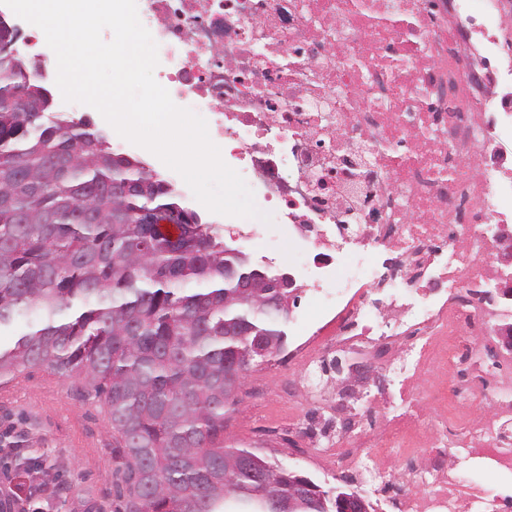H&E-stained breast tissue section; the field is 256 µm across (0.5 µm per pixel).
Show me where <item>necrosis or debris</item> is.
Here are the masks:
<instances>
[{
  "instance_id": "1",
  "label": "necrosis or debris",
  "mask_w": 512,
  "mask_h": 512,
  "mask_svg": "<svg viewBox=\"0 0 512 512\" xmlns=\"http://www.w3.org/2000/svg\"><path fill=\"white\" fill-rule=\"evenodd\" d=\"M505 0H137L156 81L208 125L273 225L215 215L307 298L288 422L394 512H504L512 491V56ZM383 282L385 301L370 296ZM503 295L488 300V287ZM397 362L310 396L336 353Z\"/></svg>"
}]
</instances>
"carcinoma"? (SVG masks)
<instances>
[{
	"label": "carcinoma",
	"mask_w": 512,
	"mask_h": 512,
	"mask_svg": "<svg viewBox=\"0 0 512 512\" xmlns=\"http://www.w3.org/2000/svg\"><path fill=\"white\" fill-rule=\"evenodd\" d=\"M0 56V333L35 311L7 347L0 379L45 367L104 396L119 450L118 512H336L338 490L288 497V469L224 445L240 372L287 345L288 311L239 300V275L274 274L202 222L169 182L106 135L54 116L25 125L11 100L29 89L22 67ZM181 226L171 240L137 212ZM253 327L250 336L241 335ZM4 468L39 469L19 441Z\"/></svg>",
	"instance_id": "cac0c4a2"
}]
</instances>
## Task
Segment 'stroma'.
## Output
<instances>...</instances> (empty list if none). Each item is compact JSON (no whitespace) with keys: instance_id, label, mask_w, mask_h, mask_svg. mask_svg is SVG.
Wrapping results in <instances>:
<instances>
[{"instance_id":"35a3bbf8","label":"stroma","mask_w":512,"mask_h":512,"mask_svg":"<svg viewBox=\"0 0 512 512\" xmlns=\"http://www.w3.org/2000/svg\"><path fill=\"white\" fill-rule=\"evenodd\" d=\"M288 360L277 356L254 368L227 416L224 441L252 448L280 465L299 471L326 488L334 479L304 462L294 432L288 428ZM72 381L46 368L28 369L0 381V432L22 437L24 454L41 458L38 474L15 481L0 469V503L16 483L64 485L55 494L38 495L27 512H96L112 495L118 459L103 399L77 397Z\"/></svg>"}]
</instances>
